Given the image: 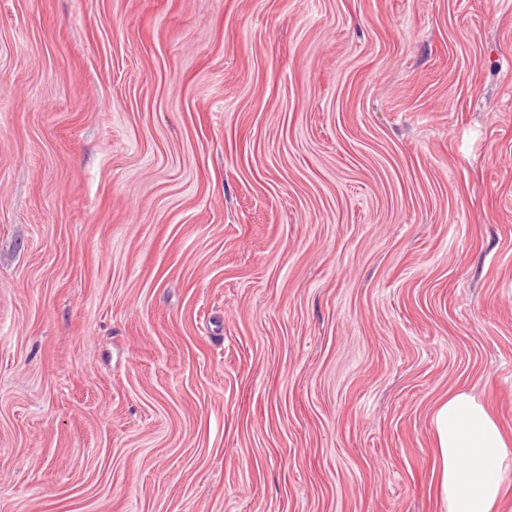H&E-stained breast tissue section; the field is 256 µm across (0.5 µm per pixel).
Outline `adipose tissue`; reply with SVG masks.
<instances>
[{"label": "adipose tissue", "instance_id": "obj_1", "mask_svg": "<svg viewBox=\"0 0 512 512\" xmlns=\"http://www.w3.org/2000/svg\"><path fill=\"white\" fill-rule=\"evenodd\" d=\"M432 427L443 512H498L512 483V437L491 408L457 391L437 402Z\"/></svg>", "mask_w": 512, "mask_h": 512}]
</instances>
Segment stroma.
I'll use <instances>...</instances> for the list:
<instances>
[{
  "label": "stroma",
  "mask_w": 512,
  "mask_h": 512,
  "mask_svg": "<svg viewBox=\"0 0 512 512\" xmlns=\"http://www.w3.org/2000/svg\"><path fill=\"white\" fill-rule=\"evenodd\" d=\"M512 431V0H0V512H442ZM444 512H499L512 469V437L492 409L466 391L448 393L432 414Z\"/></svg>",
  "instance_id": "35a3bbf8"
}]
</instances>
